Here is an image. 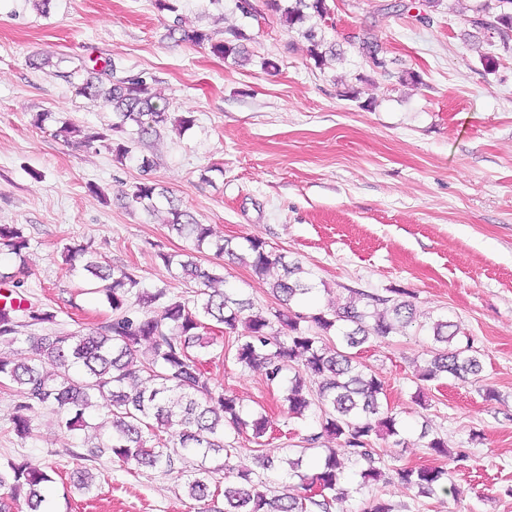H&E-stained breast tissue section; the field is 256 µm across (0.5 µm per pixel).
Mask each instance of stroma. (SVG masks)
Returning <instances> with one entry per match:
<instances>
[{
	"mask_svg": "<svg viewBox=\"0 0 512 512\" xmlns=\"http://www.w3.org/2000/svg\"><path fill=\"white\" fill-rule=\"evenodd\" d=\"M169 2L166 11L155 0H51L40 11L33 0H0V224L21 225L29 239L25 260L0 251V272H21V295L55 311L63 329L112 317L90 281L64 264L69 245L133 271L142 288L192 299L195 284L160 259L189 252L190 243L164 214L127 200L142 156L153 155L156 182L216 236L259 239L308 270L313 291L292 311L329 313L355 291L386 297L402 289L420 317L454 322L471 340L478 376L421 385L415 366L432 355L428 330L414 324L358 347L404 439L377 440L385 462L437 464L421 446L425 429L468 458L450 474L451 493L424 498L396 481L360 486L344 512H359L374 495L414 512H512V53L471 25L478 0H441L428 22L421 0H328L325 36L336 55L321 68L267 0H252L248 15L237 0ZM178 15L218 40L238 29L248 62L170 39ZM365 29L392 77L373 73L361 56L355 36ZM42 53L52 54V66L35 67ZM107 57L119 74L150 76L172 112L193 117L192 127L165 128L119 162L107 149L78 150L32 126L34 113L53 112L105 131L111 109L76 95L65 74ZM266 58L278 71L264 69ZM402 70L417 72L420 84L398 83ZM350 86L357 98L343 97ZM197 259L222 266L224 289L254 309H280L248 265L208 248ZM207 369L215 386L270 422L261 439L239 435L240 469L278 489L286 471L258 470L257 455H299L311 468L320 451L303 450L302 440L319 430L318 415L289 418L262 368L228 355ZM490 389L495 399H487ZM13 400L0 389V465L21 457L54 469V512H189L183 469H128L106 456L80 462L72 452L93 433L61 431L49 408L35 409L28 437L18 438ZM81 466L95 477L88 496L72 478Z\"/></svg>",
	"mask_w": 512,
	"mask_h": 512,
	"instance_id": "stroma-1",
	"label": "stroma"
}]
</instances>
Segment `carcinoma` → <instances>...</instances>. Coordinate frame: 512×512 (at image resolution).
Here are the masks:
<instances>
[{"label": "carcinoma", "mask_w": 512, "mask_h": 512, "mask_svg": "<svg viewBox=\"0 0 512 512\" xmlns=\"http://www.w3.org/2000/svg\"><path fill=\"white\" fill-rule=\"evenodd\" d=\"M279 14L281 24L308 43V55L321 67L326 61L324 38L316 26L306 22L330 19L327 0H267ZM472 26L499 36L504 49L512 48V0H483L470 20ZM169 37L178 42L207 45L210 51L234 61L243 58L242 33L216 40L213 35L176 17ZM360 53L375 72L388 73L387 60L370 30L355 35ZM81 65L66 78L76 92L90 100H100L112 108L111 134L88 132L63 121L56 135L77 148L90 149L106 142L108 150L121 160L130 144L144 143L172 125L179 131L193 123L190 116L175 115L157 100L148 78L119 76L112 59L93 65L95 74L83 76ZM156 163L142 157V178L133 186L130 202L147 209L156 207L164 190L152 177ZM167 218L171 231L191 241L195 249L215 247L216 253L234 254L231 242H211L212 229L198 222L188 211L167 199ZM29 240L18 224H0V248L24 260ZM251 259L255 273L264 278L282 270L271 284L274 296L288 305L312 293L305 271L297 263L288 264L281 254L266 249L265 242L248 239L238 246ZM69 260L83 256L80 269L104 286L99 289L113 312L112 320L84 330H57L43 336H24L25 328L56 324V313L22 302L0 305V346L27 343L32 356L15 360L0 355V386L17 393L11 422L20 437L29 432L30 414L35 408L51 407L58 413L57 425L64 432L98 430L91 422V411L104 405L111 417L112 432L77 454L82 460L109 456L137 468L168 469L179 463L188 473L184 495L194 502L196 512H215L209 508L215 496L224 497V512H335L345 499V462L365 463L361 484L388 483L391 477L415 487L419 494L433 495L448 488V469L442 466L388 467L374 448V439L400 436L399 421L381 411L383 384L376 374L349 349L373 339H386L417 320L414 305L400 298H379L355 293L331 315L311 316L318 331L300 327L303 316L280 311L268 316L252 311V304L226 290L215 287L223 281L216 268L200 265L191 253L174 260L163 254L168 267L176 264L184 278L199 285L193 302L167 298L166 289L154 292L137 290V276L126 268H107L84 248L67 250ZM70 265V270L79 269ZM136 299L148 306L159 304L152 316L141 317L132 311ZM390 304L383 310H369L370 302ZM222 324L237 334L234 359L245 367L259 366L267 381L283 396L288 415L300 418L320 412V432L305 438L310 445L331 436L337 447L323 449L322 463L313 473L300 471L302 459L285 460L289 478L296 485H285L270 493L265 482L240 470L234 464L238 448L231 434L251 428L254 437L266 433L267 419L253 413L244 416L243 405L234 395L215 390L197 352L219 344L218 337L207 335L211 324ZM439 344L425 366L416 370V379L434 381L450 376L465 381L481 371L472 346L456 342L458 325L438 319L428 325ZM335 333L336 344L324 337ZM150 345L145 357H138L142 344ZM180 427L178 442L171 444L162 434ZM224 475V479L217 475ZM53 478L45 471L11 460L0 467V488L9 490L16 512H39L47 502ZM360 512H413L405 505L396 509L379 497L362 503Z\"/></svg>", "instance_id": "cac0c4a2"}]
</instances>
